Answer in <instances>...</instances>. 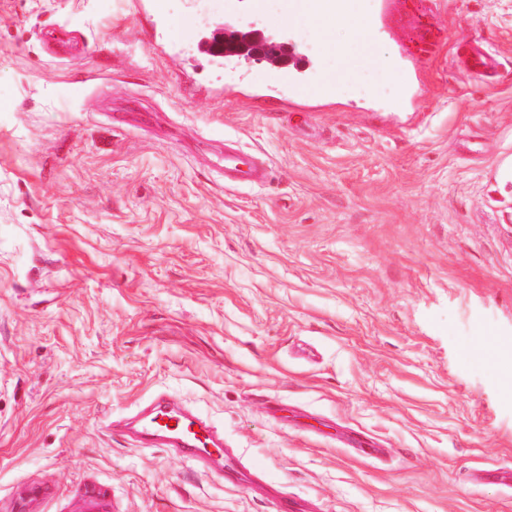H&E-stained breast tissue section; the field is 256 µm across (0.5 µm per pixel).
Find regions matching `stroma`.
I'll return each instance as SVG.
<instances>
[{
  "label": "stroma",
  "mask_w": 512,
  "mask_h": 512,
  "mask_svg": "<svg viewBox=\"0 0 512 512\" xmlns=\"http://www.w3.org/2000/svg\"><path fill=\"white\" fill-rule=\"evenodd\" d=\"M0 0V512H512V404L479 337H512V0H437L442 40L269 23L166 0ZM290 27L303 109L238 90L287 68L197 45ZM59 25L78 64L41 49ZM496 53L463 72L457 41ZM262 186H224V145ZM158 392L207 417L254 482L121 422ZM138 13L142 14L148 23L144 28L146 37L153 38L154 44L158 45L157 38L159 37L158 27L162 26L167 21V16L162 12L160 6L154 0L145 3L139 1L136 4Z\"/></svg>",
  "instance_id": "obj_1"
}]
</instances>
